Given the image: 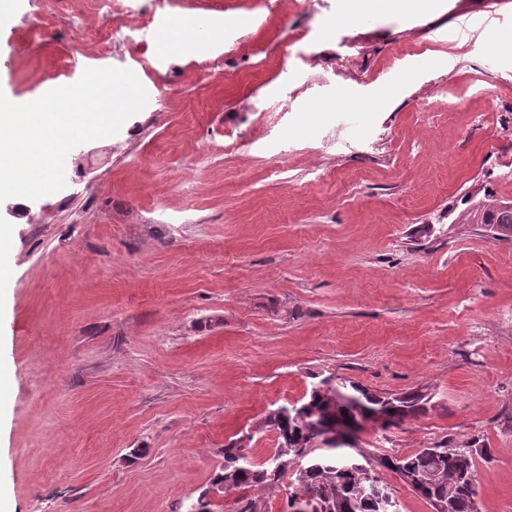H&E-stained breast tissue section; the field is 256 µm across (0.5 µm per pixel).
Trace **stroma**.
<instances>
[{
  "mask_svg": "<svg viewBox=\"0 0 512 512\" xmlns=\"http://www.w3.org/2000/svg\"><path fill=\"white\" fill-rule=\"evenodd\" d=\"M346 0H11L0 92L85 69L148 103L74 148L66 186L0 224V498L13 512H289L288 481L207 497L224 444L335 374L422 390L367 455L490 449L478 512H512V241L471 198L512 199V0L346 20ZM201 47L158 52L174 18ZM476 97L456 105L452 88ZM498 92L495 102L480 97Z\"/></svg>",
  "mask_w": 512,
  "mask_h": 512,
  "instance_id": "35a3bbf8",
  "label": "stroma"
}]
</instances>
